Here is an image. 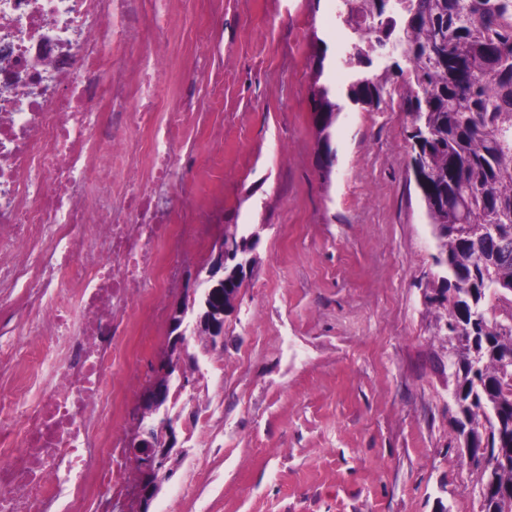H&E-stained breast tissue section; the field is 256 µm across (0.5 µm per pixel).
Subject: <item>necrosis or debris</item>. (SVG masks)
Listing matches in <instances>:
<instances>
[{"label":"necrosis or debris","instance_id":"necrosis-or-debris-1","mask_svg":"<svg viewBox=\"0 0 512 512\" xmlns=\"http://www.w3.org/2000/svg\"><path fill=\"white\" fill-rule=\"evenodd\" d=\"M174 2L0 0V512H112L129 344L205 242V204L160 191L201 123L154 48Z\"/></svg>","mask_w":512,"mask_h":512}]
</instances>
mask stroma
Here are the masks:
<instances>
[{
	"instance_id": "35a3bbf8",
	"label": "stroma",
	"mask_w": 512,
	"mask_h": 512,
	"mask_svg": "<svg viewBox=\"0 0 512 512\" xmlns=\"http://www.w3.org/2000/svg\"><path fill=\"white\" fill-rule=\"evenodd\" d=\"M216 22L187 0L171 67L195 82L197 111L224 124V199L210 212L260 236L259 262L224 323V343L190 337L194 385L174 411L186 450L149 512H478L474 477L454 448L448 343L424 288L437 268L432 228L409 164L407 88L379 106L345 103L333 163L318 144L311 43L327 46L337 94L352 78L339 0H222ZM224 58V102L207 93ZM204 128L176 144L210 165ZM209 247L185 255L141 348L139 398L169 342L168 308Z\"/></svg>"
}]
</instances>
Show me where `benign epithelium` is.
Returning <instances> with one entry per match:
<instances>
[{
	"mask_svg": "<svg viewBox=\"0 0 512 512\" xmlns=\"http://www.w3.org/2000/svg\"><path fill=\"white\" fill-rule=\"evenodd\" d=\"M251 241L250 234L235 242L222 236L215 239L206 269L197 270L186 288L192 303L198 290L207 286L202 297L204 310L184 303L171 308L168 351L157 364L155 379L141 395L136 407L139 423L126 443V453L141 460L140 479L132 488L139 512H149V505L159 492L154 475L164 470L173 456L185 454L178 439V417L170 415L167 393L174 380L182 391L193 384L192 373L182 366L187 336L205 335L214 346L224 342V317L231 308L224 302L220 285L228 275L244 282L252 274L257 254L250 247Z\"/></svg>",
	"mask_w": 512,
	"mask_h": 512,
	"instance_id": "obj_1",
	"label": "benign epithelium"
}]
</instances>
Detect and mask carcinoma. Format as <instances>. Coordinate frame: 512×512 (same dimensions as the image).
Wrapping results in <instances>:
<instances>
[{"mask_svg": "<svg viewBox=\"0 0 512 512\" xmlns=\"http://www.w3.org/2000/svg\"><path fill=\"white\" fill-rule=\"evenodd\" d=\"M380 30L376 42L359 38L347 63L372 64L371 54L392 44L413 48L407 70L357 73L346 89L355 104L380 103L387 86L408 76L407 100L425 88L426 108L411 114L425 137L411 148L421 166V198L437 241L441 270L431 283L437 335L448 339L452 430L474 450L478 512H512V384L504 361L512 329L490 305L488 283L512 285V0H341L340 14ZM311 98L321 149L333 152L332 128L343 105L326 78L325 42L312 44Z\"/></svg>", "mask_w": 512, "mask_h": 512, "instance_id": "carcinoma-1", "label": "carcinoma"}]
</instances>
